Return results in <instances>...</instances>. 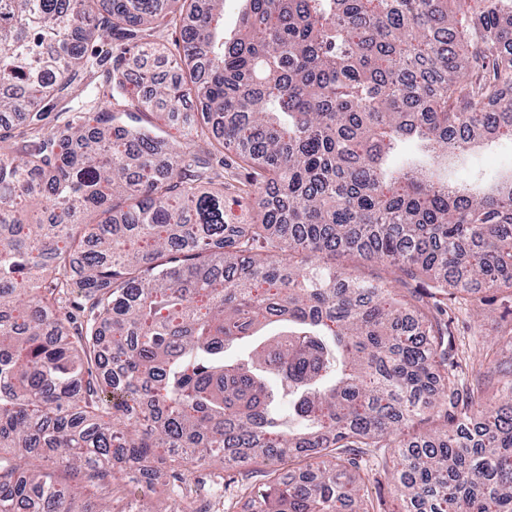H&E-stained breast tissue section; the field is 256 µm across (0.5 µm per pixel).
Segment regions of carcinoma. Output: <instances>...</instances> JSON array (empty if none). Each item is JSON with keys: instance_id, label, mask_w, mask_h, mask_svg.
<instances>
[{"instance_id": "carcinoma-1", "label": "carcinoma", "mask_w": 512, "mask_h": 512, "mask_svg": "<svg viewBox=\"0 0 512 512\" xmlns=\"http://www.w3.org/2000/svg\"><path fill=\"white\" fill-rule=\"evenodd\" d=\"M97 2L0 0V120L29 125L20 150L0 135V512H112L91 498L130 482L191 497L215 459L270 467L255 512H360L355 449L425 412L445 426L400 497L512 512V379L492 404L465 389L437 299L512 291V168L448 183V160L512 140V0H241L228 37L224 0H110L99 24ZM170 26L173 66L146 41ZM102 27L157 70L148 94L117 67L41 132ZM154 110L196 149L140 125ZM228 148L246 224L205 189ZM338 251L385 275L309 261ZM300 448L335 463L290 478Z\"/></svg>"}]
</instances>
